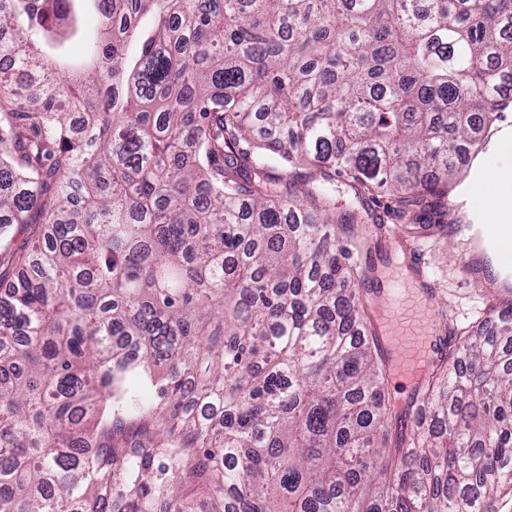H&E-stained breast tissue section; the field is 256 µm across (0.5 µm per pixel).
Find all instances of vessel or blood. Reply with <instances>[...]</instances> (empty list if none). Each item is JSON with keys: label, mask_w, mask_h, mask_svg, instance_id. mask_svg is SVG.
Here are the masks:
<instances>
[{"label": "vessel or blood", "mask_w": 512, "mask_h": 512, "mask_svg": "<svg viewBox=\"0 0 512 512\" xmlns=\"http://www.w3.org/2000/svg\"><path fill=\"white\" fill-rule=\"evenodd\" d=\"M480 166L469 165L468 175L461 183L456 198L467 204L482 189ZM398 285L396 299L378 307L375 316L376 334L387 354L391 376L417 384L434 362L436 332L426 312L425 284L402 272L392 274Z\"/></svg>", "instance_id": "1"}]
</instances>
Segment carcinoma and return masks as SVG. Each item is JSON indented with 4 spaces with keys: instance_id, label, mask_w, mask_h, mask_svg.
<instances>
[{
    "instance_id": "obj_1",
    "label": "carcinoma",
    "mask_w": 512,
    "mask_h": 512,
    "mask_svg": "<svg viewBox=\"0 0 512 512\" xmlns=\"http://www.w3.org/2000/svg\"><path fill=\"white\" fill-rule=\"evenodd\" d=\"M0 32V235L37 225L0 275V512H197L186 487L204 512H500L512 316L453 329L392 432L332 184L442 226L512 103V0H9ZM157 403L154 389L148 386L141 387L137 393V402L128 409L126 414L127 425L131 430L141 426L146 418L143 417L144 411L150 409Z\"/></svg>"
}]
</instances>
